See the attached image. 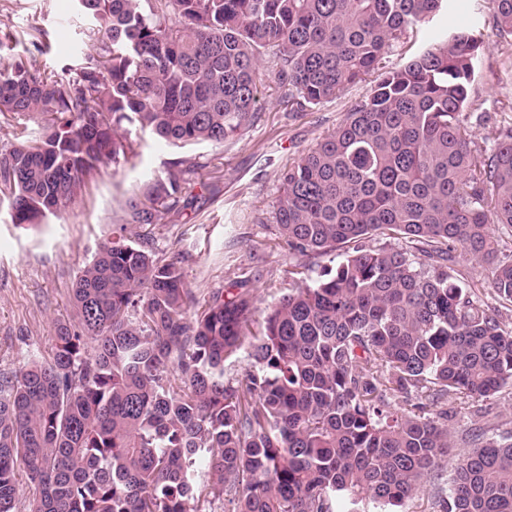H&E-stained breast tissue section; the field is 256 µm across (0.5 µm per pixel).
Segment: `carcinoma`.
Returning <instances> with one entry per match:
<instances>
[{
	"label": "carcinoma",
	"mask_w": 512,
	"mask_h": 512,
	"mask_svg": "<svg viewBox=\"0 0 512 512\" xmlns=\"http://www.w3.org/2000/svg\"><path fill=\"white\" fill-rule=\"evenodd\" d=\"M104 37L61 71H0V117L38 138L0 148L13 223L72 210L104 165L136 156L124 124L174 145L222 144L256 119L260 62L304 112L379 73L332 133L284 169L275 219L288 250L342 252L250 330L251 297L213 295L195 319L179 257L150 244L202 165L178 158L136 186L124 223L72 288L51 360L0 376V512L18 476L32 512H198L205 483L230 512H399L453 440L448 402L512 386V115L494 148L465 112L482 42L446 33L399 68L388 54L445 0H74ZM512 50V0H490ZM138 229L135 243L124 233ZM382 236L378 249L363 240ZM489 265L499 306L455 275ZM255 370L229 377L242 351ZM416 400L395 412L390 398ZM436 512H512V441L471 438Z\"/></svg>",
	"instance_id": "carcinoma-1"
}]
</instances>
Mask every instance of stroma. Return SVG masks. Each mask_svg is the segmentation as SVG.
<instances>
[{"mask_svg": "<svg viewBox=\"0 0 512 512\" xmlns=\"http://www.w3.org/2000/svg\"><path fill=\"white\" fill-rule=\"evenodd\" d=\"M73 0H0V69L27 55L32 40L46 49L37 61L57 70L66 55L91 45L84 24L73 17ZM469 28L484 43L475 89L491 118L468 117L477 143L494 146L499 135L496 108L512 104V55L504 53L487 0H449L446 8L419 26L387 59L400 66L439 34ZM377 82L369 75L334 100L308 112L292 111L273 77L258 86L257 119L244 135L222 144L183 148L168 145L133 127L139 154L132 167H104L88 184L76 207L35 228L11 221L10 198L0 193V373L15 372L31 358L51 357L58 323L74 318L72 287L79 270L119 223L132 188L146 175H165L171 159L198 161L191 207L163 214L153 229L158 256H180L187 288L202 312L216 291L245 292L254 303V323L292 287L295 264L309 267L310 279L333 264L329 255L301 258L280 239L274 213L281 170L313 148L344 120ZM448 428L457 451L469 447L473 432L484 438L512 435V386L488 399L459 398L448 405Z\"/></svg>", "mask_w": 512, "mask_h": 512, "instance_id": "35a3bbf8", "label": "stroma"}]
</instances>
